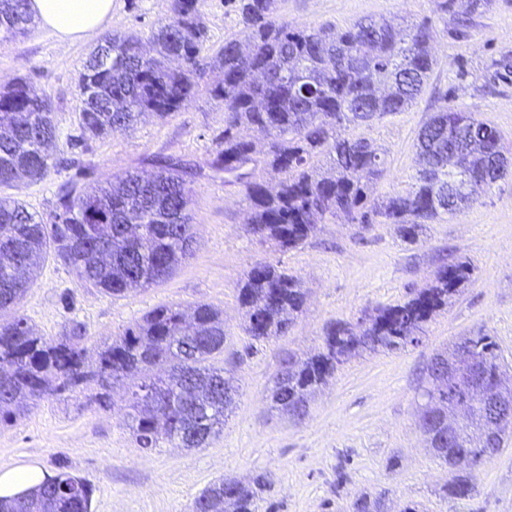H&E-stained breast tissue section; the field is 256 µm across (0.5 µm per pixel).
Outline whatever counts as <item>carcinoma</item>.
Segmentation results:
<instances>
[{"instance_id":"1","label":"carcinoma","mask_w":512,"mask_h":512,"mask_svg":"<svg viewBox=\"0 0 512 512\" xmlns=\"http://www.w3.org/2000/svg\"><path fill=\"white\" fill-rule=\"evenodd\" d=\"M28 0H0V32L24 34L33 19ZM277 0H234L238 24L253 43L247 59L238 40L224 39L219 51L204 54L205 25L199 0H171V16L158 26L145 48L136 36H105L86 57L79 90L84 108L82 139L130 129L141 116L165 119L190 104L207 70L219 67L224 78L209 90L224 103V131L217 149L195 167L178 157L145 158L149 174L128 170L106 184L61 189L53 221L45 223L26 204L0 196V314L16 310L49 255L72 267L80 281L112 297L166 281L193 255L195 237L190 179L205 171L224 173V182L242 187L253 235L272 241L285 253L313 236L318 225L336 219L362 231L393 224L408 243L419 240L426 225L455 213L448 196V155L469 148L471 173L485 170L483 184L468 191L475 204L497 183L490 154L503 140L493 125L470 114L443 109L429 116L417 137L418 169L408 192L377 200L372 186L383 176L385 161L365 137L344 136V125L362 126L374 118L403 111L423 91L436 60L430 51L432 24L403 30L390 21L364 18L336 30L331 25L299 29L276 18ZM185 61L171 66L175 56ZM247 126L267 140L259 151L239 135ZM59 131L47 96L25 80L0 89V176L21 168L32 182L51 169ZM327 169L318 171L315 161ZM258 170L281 175L273 189L255 177ZM468 261L443 264L427 288L410 292L402 303L381 306L357 320L326 329L322 350L303 360L292 358L277 371L270 392L274 407L300 422L310 395L336 370L364 352H393L421 342L425 324L448 307L472 283ZM243 331L255 341L286 336L305 304L299 278L267 261L255 263L241 281ZM81 327L54 342L37 335L27 319L13 315L0 323V362L13 370L0 380V424L9 425L30 402L61 396L91 384L99 404L119 379L132 380L133 432L145 449L163 441L198 448L224 424V412L238 388L224 368L213 364L224 352V319L200 303L192 313L163 305L98 352L87 369ZM473 355L489 378L501 369L494 339L467 336ZM169 366L164 391L151 392L146 371ZM421 411L426 441L435 458L452 474L445 495L461 498L473 490L471 470L483 461V441L502 448L507 430L474 420L448 432V423ZM270 482L257 475L253 485L226 478L211 484L195 500L194 512H256V500ZM91 489L60 472L38 490L20 495L0 512H90Z\"/></svg>"}]
</instances>
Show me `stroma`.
I'll list each match as a JSON object with an SVG mask.
<instances>
[{
	"label": "stroma",
	"instance_id": "35a3bbf8",
	"mask_svg": "<svg viewBox=\"0 0 512 512\" xmlns=\"http://www.w3.org/2000/svg\"><path fill=\"white\" fill-rule=\"evenodd\" d=\"M170 5L171 0H113L107 30L149 39L168 19ZM199 8L207 54H215L225 37L240 35L227 0H200ZM278 15L295 26L341 28L366 17L408 25L431 20L437 65L420 97L404 111L349 129L387 152L375 196L410 189L418 132L439 109L490 122L512 150V74L496 67L503 56H512V0H490L465 28L458 17L439 13L436 0H279ZM95 45L92 39L59 41L37 24L0 44V86L21 78L44 92L62 139L55 153L60 163L43 181L23 178L0 188V195L20 199L46 219L63 185L111 179L145 156L203 161L224 128V109L209 95L223 79L214 69L179 112L164 119L147 116L129 131L68 148L67 139L80 134L78 80ZM70 156L79 166L64 165ZM191 189L197 246L171 278L115 298L84 286L70 268L51 259L18 312L49 340L81 324L92 349L160 305L204 302L221 310L226 339L215 364L231 370L239 386L222 432L201 448H140L130 429L125 388L118 384L109 408L100 407L90 392H76L42 399L14 425L0 426V470L37 464L69 472L91 488L92 512H192L212 483L246 482L258 473L272 479L273 489L257 512H349L350 503L365 494L381 497L383 512H399L411 501L421 512H512V440L476 468L471 495L446 500L448 467L431 455L417 426L420 393L429 384L427 365L461 337L493 336L502 364L512 371V177L478 203L429 225L415 243L403 242L388 224L361 233L354 225L329 222L285 253L249 232L244 197L223 175L194 178ZM452 260L471 262L473 281L425 326L420 346L352 358L313 397L303 422L272 409L268 390L284 358L315 353L331 324H353L367 310L406 300ZM259 261L287 268L308 292L290 334L264 342L244 334L238 300L241 278Z\"/></svg>",
	"mask_w": 512,
	"mask_h": 512
}]
</instances>
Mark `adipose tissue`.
<instances>
[{
	"instance_id": "obj_1",
	"label": "adipose tissue",
	"mask_w": 512,
	"mask_h": 512,
	"mask_svg": "<svg viewBox=\"0 0 512 512\" xmlns=\"http://www.w3.org/2000/svg\"><path fill=\"white\" fill-rule=\"evenodd\" d=\"M29 12L59 40H82L104 30L112 19V0H28Z\"/></svg>"
}]
</instances>
